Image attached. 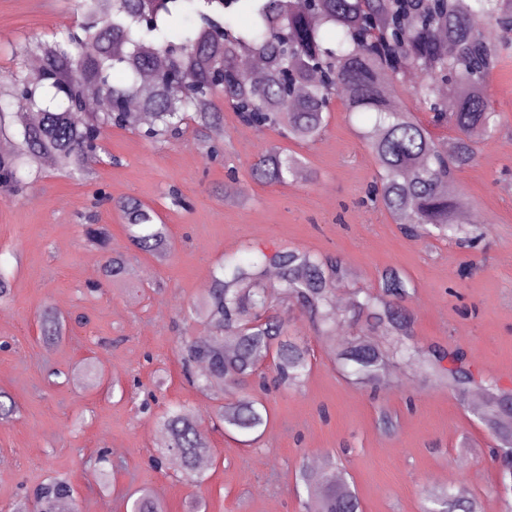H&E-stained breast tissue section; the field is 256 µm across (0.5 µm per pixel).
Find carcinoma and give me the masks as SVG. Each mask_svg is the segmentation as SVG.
Wrapping results in <instances>:
<instances>
[{
  "instance_id": "obj_1",
  "label": "carcinoma",
  "mask_w": 512,
  "mask_h": 512,
  "mask_svg": "<svg viewBox=\"0 0 512 512\" xmlns=\"http://www.w3.org/2000/svg\"><path fill=\"white\" fill-rule=\"evenodd\" d=\"M82 21L53 33L50 42L15 49L18 63L0 80V138L14 142L0 153V196H15L50 170L81 178L89 173V128L101 137L107 127L129 130L152 144L177 139L193 125L223 133L220 102L239 122L258 132L272 130L298 143L322 138L331 105L347 112H372L374 123L363 132L377 173L370 200L386 209L405 233L446 237L474 246L464 229L461 200L453 189L455 174L472 165L481 146L501 128L500 113L489 97V78L499 55L512 50V0H76ZM192 5L196 19L172 37L170 25ZM247 14L253 24L235 27ZM490 21L504 42L494 46L480 21ZM454 45L448 53L447 44ZM41 57L40 69L27 71L25 57ZM257 54L265 62L261 81H249L240 57ZM168 59L156 66L157 56ZM423 78L413 94L430 124L446 126L453 136L436 140L428 126L387 94L403 82L411 67ZM100 85L110 107L87 108L85 89ZM139 98V110L131 100ZM304 161L276 146L264 149L252 164V176L283 183ZM132 244L141 253L163 259L168 228L157 212L135 199L118 202ZM88 240L109 249L104 224H89ZM247 258L228 256L212 271L210 287L190 314L204 319L211 336L180 338L176 349L184 374L199 388L239 391L229 406L217 410L224 433L244 443L258 440L269 415L254 391L272 383L295 389L310 367V352L285 340L284 319L270 313L274 302L299 306L323 333H332L333 286L346 269L321 254L295 249L273 252L257 246ZM277 281L267 284L269 268ZM105 276L125 272L121 256L107 255ZM410 291L401 273L383 271L376 284L361 288L344 317L362 330L392 339L382 348L360 339L337 352L354 370L348 379L360 386L383 380L390 359L424 356L439 379L464 396L475 380L465 351L456 346L425 352L410 344L413 317ZM47 340L63 335L64 325L49 309L41 313ZM272 359L269 379L260 370ZM201 368L196 377L193 370ZM491 405L480 419L495 435L500 451L512 450V389L490 385ZM168 438L160 455L183 478L202 484L199 459L208 439L180 406H170L156 420ZM299 483L317 498L318 512H360V503L336 470L299 471ZM74 497L71 481L56 477L35 491L38 512H56ZM424 512H478L473 500H458L446 490L424 498ZM126 512H165L149 488L129 496Z\"/></svg>"
}]
</instances>
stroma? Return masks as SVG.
Instances as JSON below:
<instances>
[{
	"mask_svg": "<svg viewBox=\"0 0 512 512\" xmlns=\"http://www.w3.org/2000/svg\"><path fill=\"white\" fill-rule=\"evenodd\" d=\"M79 18L75 0H0V75L12 65L13 45L50 38ZM501 130L476 162L455 176L469 214L481 225L479 249L445 239L405 237L391 215L368 202L377 164L360 137L366 114L334 105L323 137L312 144L251 132L242 140L235 112H224V157L207 159L193 135L159 148L137 134L106 129L103 143L115 163H102L93 181L52 170L23 194L0 198V269L12 288L0 301V391L18 405L0 423V512L55 476L69 477L82 512H126L130 492L147 486L166 512H188L204 498L208 512H312L313 500L296 475L321 462L342 471L362 512H421L424 493L445 488L478 503L481 512H507L512 492L499 486L497 441L476 416L475 401L460 404L420 363L395 359L377 388L352 385L333 355L358 334L334 305L333 335L325 336L296 306H276L290 339L304 342L311 365L296 390H270L261 399L267 429L245 447L214 425L223 393L190 385L177 356L178 337L209 330L185 310L202 298L214 266L247 247L315 251L337 259L350 275L334 288L352 299L380 272L397 268L408 282L412 343L465 350L477 373L469 393L486 380L512 389V55L490 78ZM305 161L304 176L286 183L253 179L250 166L263 145ZM178 189L185 206L168 195ZM104 200H96V190ZM134 198L156 209L169 230L171 251L156 261L135 250L117 201ZM89 224L108 225L111 252L127 272L117 282L91 263L106 252L86 244ZM476 263L467 278L462 267ZM49 307L67 322L58 342L43 339L37 314ZM99 361L98 379H73L85 360ZM62 370L57 381L49 370ZM203 413L211 443L202 485L173 467L154 468L162 445L154 413L167 402ZM394 426L385 430L380 410ZM108 449L114 470L109 493L89 459Z\"/></svg>",
	"mask_w": 512,
	"mask_h": 512,
	"instance_id": "1",
	"label": "stroma"
}]
</instances>
